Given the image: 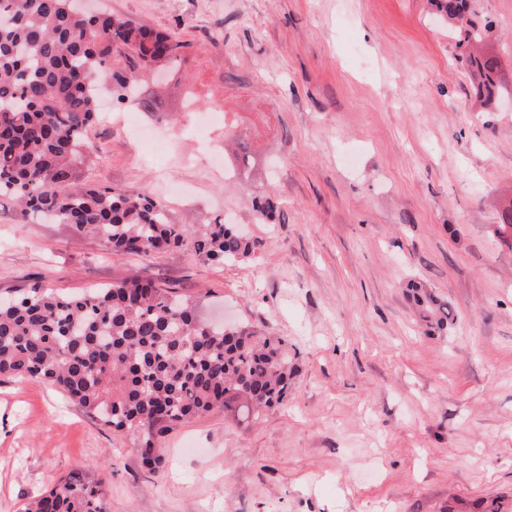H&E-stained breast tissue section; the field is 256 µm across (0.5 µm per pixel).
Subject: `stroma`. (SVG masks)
<instances>
[{
  "mask_svg": "<svg viewBox=\"0 0 512 512\" xmlns=\"http://www.w3.org/2000/svg\"><path fill=\"white\" fill-rule=\"evenodd\" d=\"M440 0H80L182 42L164 115L99 122L76 181L147 189L171 223L241 225L260 243L214 265L190 249L109 250L0 197V294L151 279L200 318L286 341L299 369L260 421L217 408L156 443L49 385L0 376V512L103 469L110 512H474L512 506V0H476L501 100L473 96ZM260 164L226 179L225 126ZM278 207L261 219L255 198ZM447 307L419 321L405 285Z\"/></svg>",
  "mask_w": 512,
  "mask_h": 512,
  "instance_id": "35a3bbf8",
  "label": "stroma"
}]
</instances>
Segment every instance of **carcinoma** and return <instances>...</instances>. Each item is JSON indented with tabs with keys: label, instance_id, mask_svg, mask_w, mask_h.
<instances>
[{
	"label": "carcinoma",
	"instance_id": "cac0c4a2",
	"mask_svg": "<svg viewBox=\"0 0 512 512\" xmlns=\"http://www.w3.org/2000/svg\"><path fill=\"white\" fill-rule=\"evenodd\" d=\"M10 11L14 23L0 25V196L24 216L67 224L125 254L188 247L222 264L255 253L258 241L235 224H172L145 191L74 183L73 162L97 119L98 86L122 104L134 98L139 68L178 67L182 44L108 11L79 12L72 0H0V13ZM118 57L126 67L113 66ZM465 63L479 74L477 93L494 98L496 63L472 52ZM236 155L248 170L251 144L237 138ZM415 300L425 320L448 322L443 306ZM0 375L50 384L104 424L138 432L143 460L156 471V438L218 407L257 420L288 400L298 368L284 340L241 326L216 329L169 289L125 279L82 293L34 287L0 298ZM107 508L105 480L77 473L24 512Z\"/></svg>",
	"mask_w": 512,
	"mask_h": 512
}]
</instances>
